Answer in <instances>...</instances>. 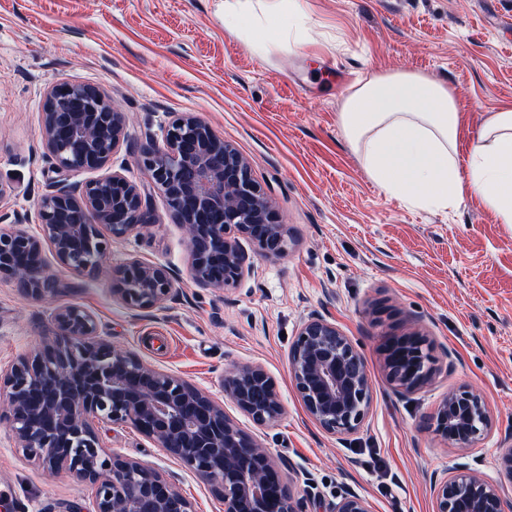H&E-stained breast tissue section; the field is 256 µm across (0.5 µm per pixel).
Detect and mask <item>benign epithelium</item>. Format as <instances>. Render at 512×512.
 <instances>
[{
    "label": "benign epithelium",
    "mask_w": 512,
    "mask_h": 512,
    "mask_svg": "<svg viewBox=\"0 0 512 512\" xmlns=\"http://www.w3.org/2000/svg\"><path fill=\"white\" fill-rule=\"evenodd\" d=\"M45 155L58 171L101 170L126 139L125 113L94 86L63 82L47 94L43 112ZM139 165L184 228L189 276L203 288L223 289L249 270L240 244L256 254H288V231L249 164L205 122L178 116L149 138ZM38 232L15 215L0 230V279L42 298L56 291L43 259L49 243L57 262L92 272L112 243L153 223L138 187L110 172L71 188L63 181L36 204ZM168 266L131 258L117 271L114 292L131 309L161 310L175 292ZM52 343L0 369L7 404L0 420L18 447L50 471L65 470L93 488L91 512H193L191 503L154 466L102 447L92 419L131 424L188 469L212 483L224 512H303L282 467L224 407L188 382L114 349L94 316L62 305L52 316ZM432 345L413 334L391 343L386 378L410 392L432 375ZM290 375L308 414L331 434L363 424L370 382L363 356L336 325L321 316L305 321L289 353ZM224 397L257 425L284 412L272 378L260 366L224 374ZM437 435L467 447L491 422L482 398L453 391L431 417ZM435 512H507L498 488L459 470L434 485ZM329 512H371L366 499L347 492Z\"/></svg>",
    "instance_id": "7a95c632"
}]
</instances>
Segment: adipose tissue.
<instances>
[{"label": "adipose tissue", "mask_w": 512, "mask_h": 512, "mask_svg": "<svg viewBox=\"0 0 512 512\" xmlns=\"http://www.w3.org/2000/svg\"><path fill=\"white\" fill-rule=\"evenodd\" d=\"M300 0H224V26L258 55L298 44ZM339 123L367 175L386 195L423 209L480 196L512 224V104L489 113L459 164L462 113L446 84L416 73L374 75L345 97Z\"/></svg>", "instance_id": "adipose-tissue-1"}]
</instances>
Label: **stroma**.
Returning a JSON list of instances; mask_svg holds the SVG:
<instances>
[{"mask_svg":"<svg viewBox=\"0 0 512 512\" xmlns=\"http://www.w3.org/2000/svg\"><path fill=\"white\" fill-rule=\"evenodd\" d=\"M292 51L259 57L224 28V0H0V211L34 214L59 178L45 157L47 91L69 81L106 93L128 118L112 167L139 186L154 218L113 243L110 268L76 275L44 257L59 288L27 297L0 280V365L42 346L64 304L90 311L112 345L181 377L224 405L244 431L288 465L306 512H328L351 491L371 512H433L436 478L467 468L512 504V224L481 198L442 210L385 195L362 168L338 120L363 77L419 72L447 84L472 145L488 112L512 103V0H305ZM178 115L207 122L248 160L292 241L288 254H250L244 279L201 288L188 276L185 235L137 164L150 136ZM170 266L177 295L158 311L129 309L111 268L130 257ZM322 316L364 357L371 379L356 433L330 434L306 412L289 372L301 325ZM418 332L434 356L430 379L396 392L386 343ZM258 365L284 407L260 426L224 399L230 365ZM478 393L488 433L467 448L436 436L430 419L448 392ZM102 445L165 473L195 512H224L208 481L134 426L97 422ZM92 491L18 448L0 423V512H88Z\"/></svg>","mask_w":512,"mask_h":512,"instance_id":"35a3bbf8","label":"stroma"}]
</instances>
